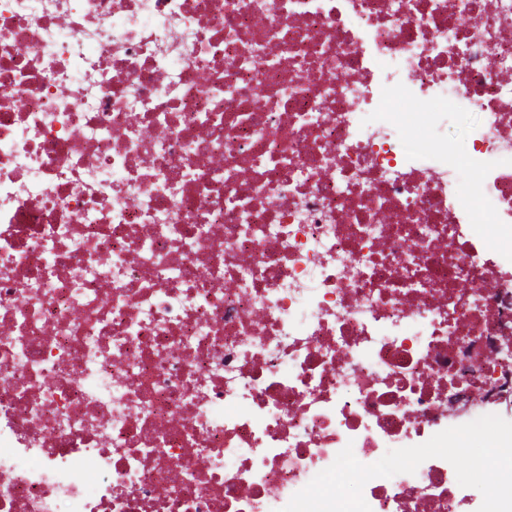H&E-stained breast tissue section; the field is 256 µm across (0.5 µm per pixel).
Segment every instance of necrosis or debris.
<instances>
[{"mask_svg": "<svg viewBox=\"0 0 512 512\" xmlns=\"http://www.w3.org/2000/svg\"><path fill=\"white\" fill-rule=\"evenodd\" d=\"M504 404L512 0H0V512H279ZM477 119V112H458L451 116L448 128H445L440 135H447L448 138L456 142L459 148L463 149L466 145L469 130L476 123Z\"/></svg>", "mask_w": 512, "mask_h": 512, "instance_id": "necrosis-or-debris-1", "label": "necrosis or debris"}]
</instances>
